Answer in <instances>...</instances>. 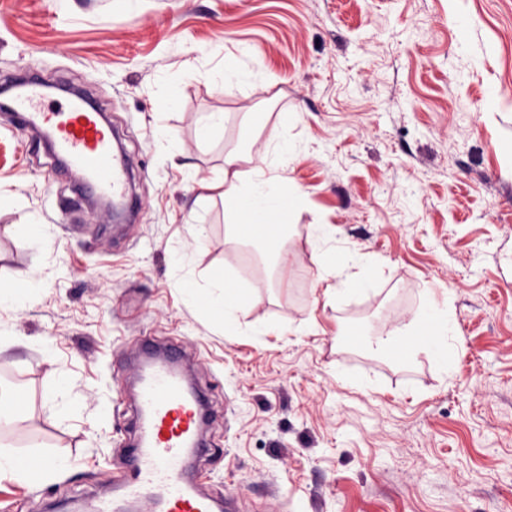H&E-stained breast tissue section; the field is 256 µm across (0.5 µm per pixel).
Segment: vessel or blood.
I'll use <instances>...</instances> for the list:
<instances>
[{
    "label": "vessel or blood",
    "mask_w": 512,
    "mask_h": 512,
    "mask_svg": "<svg viewBox=\"0 0 512 512\" xmlns=\"http://www.w3.org/2000/svg\"><path fill=\"white\" fill-rule=\"evenodd\" d=\"M12 85L9 108L16 128L35 125L52 133L51 150L60 166L85 174L78 195L134 209L126 162L113 148L115 135L99 107L81 95L47 106L49 86L36 75L15 78ZM181 360L177 348L147 347L137 377L129 475L111 497L82 500L79 512H220V503L187 476L188 459L203 452L200 430L212 413L188 387Z\"/></svg>",
    "instance_id": "1"
}]
</instances>
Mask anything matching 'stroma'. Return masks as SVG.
I'll return each mask as SVG.
<instances>
[{
	"mask_svg": "<svg viewBox=\"0 0 512 512\" xmlns=\"http://www.w3.org/2000/svg\"><path fill=\"white\" fill-rule=\"evenodd\" d=\"M231 54L259 81L204 78ZM28 70L100 102L141 205L114 224L0 112V287L43 279L0 309V375L21 396L0 440L36 435L61 461L40 485L0 478V512H69L127 478L128 358L148 340L193 357L222 412L194 477L240 512H512V0H0V76ZM211 112L224 132L206 139ZM284 136L303 146L282 175L305 203L247 320L293 334L247 336L177 269L240 265L211 182L227 154L247 172ZM318 224L370 267L369 291L325 304ZM437 284L454 376L357 342L405 336ZM40 279L36 276H28L17 288L4 293L0 290V307L10 306L17 310L23 309L37 294L40 288Z\"/></svg>",
	"mask_w": 512,
	"mask_h": 512,
	"instance_id": "stroma-1",
	"label": "stroma"
}]
</instances>
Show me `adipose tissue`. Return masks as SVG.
<instances>
[{"label": "adipose tissue", "instance_id": "ef3b65f1", "mask_svg": "<svg viewBox=\"0 0 512 512\" xmlns=\"http://www.w3.org/2000/svg\"><path fill=\"white\" fill-rule=\"evenodd\" d=\"M298 150L294 140L278 139L269 145L263 167L246 174L237 168L238 157L225 158L224 176L220 181L224 188L225 235L249 237L255 251H265L268 236L275 228V205L285 203L296 209L301 204L300 195L285 194L278 176L284 160ZM314 242L319 266L331 280L324 291L326 298L338 299L366 291L368 280L354 273L355 251L346 239L338 237L330 225L320 224L316 227ZM183 283L187 294L202 308L219 314L227 322L243 321L247 334L264 336L274 332V325L246 322L249 290L232 272H225L204 285L188 275ZM450 302V289H427L410 327L414 351L432 356L445 373L452 370L451 342L457 331L449 312ZM37 446L36 437L31 436L12 444L8 450H1L0 477L31 484L47 480L52 471L43 464Z\"/></svg>", "mask_w": 512, "mask_h": 512}]
</instances>
